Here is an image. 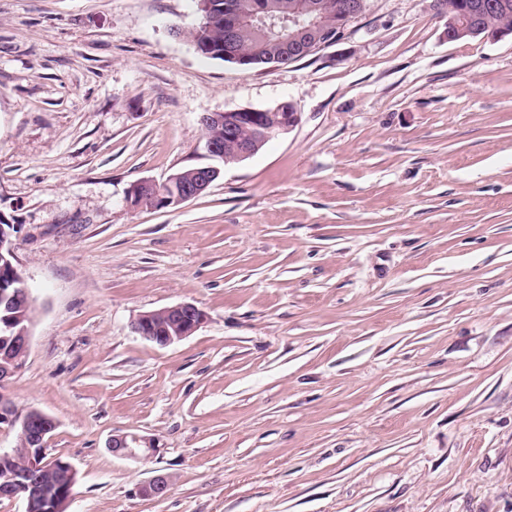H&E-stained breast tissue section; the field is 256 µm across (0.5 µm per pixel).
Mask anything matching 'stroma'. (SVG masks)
<instances>
[{
  "mask_svg": "<svg viewBox=\"0 0 512 512\" xmlns=\"http://www.w3.org/2000/svg\"><path fill=\"white\" fill-rule=\"evenodd\" d=\"M198 19L0 0V222L36 307L7 393L54 419L68 512H512V34L366 0L339 43L245 70L175 36ZM284 102L298 124L200 196L127 203L210 165L203 116ZM184 302L191 336L132 333ZM158 312L172 314L179 321L180 328L177 336H168L175 327L167 315L156 316L154 321L156 329H154L152 319ZM205 317V313L196 305L181 303L138 315L131 323V331L148 342L167 347L192 335L204 322ZM112 454L125 459L142 460L156 452L150 440L137 434H115L108 443Z\"/></svg>",
  "mask_w": 512,
  "mask_h": 512,
  "instance_id": "stroma-1",
  "label": "stroma"
}]
</instances>
